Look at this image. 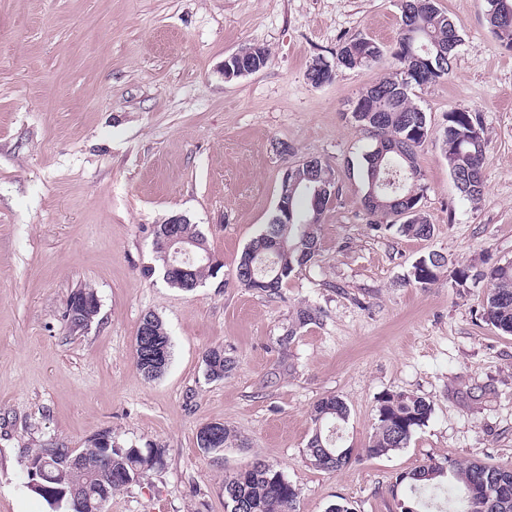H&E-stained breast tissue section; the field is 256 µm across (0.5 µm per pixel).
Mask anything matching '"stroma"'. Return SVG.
I'll use <instances>...</instances> for the list:
<instances>
[{
	"instance_id": "35a3bbf8",
	"label": "stroma",
	"mask_w": 512,
	"mask_h": 512,
	"mask_svg": "<svg viewBox=\"0 0 512 512\" xmlns=\"http://www.w3.org/2000/svg\"><path fill=\"white\" fill-rule=\"evenodd\" d=\"M437 3L462 44L448 79L411 94L433 130L417 161L434 232L418 239L361 205L371 140L351 110L393 59L321 85L308 77L314 58L355 37L393 50L398 0H0V512H52L28 488V453L81 448L104 430L165 451L106 512H224L225 477L258 458L299 487L297 512H400L396 476L429 461L512 468V335L482 317L486 282L453 280L512 261V51L484 0ZM252 45L267 65L225 80V58ZM453 109L477 113L487 143L476 205L437 138ZM310 156L338 187L314 264L276 295L241 286L237 263L272 220L286 167ZM174 214L222 264L191 292L144 274L153 228ZM432 253L447 264L423 288L412 266ZM79 288L94 289L100 311L74 334L63 313ZM303 308L316 321L283 341ZM149 311L173 344L152 381L134 360ZM212 347L236 360L221 381L205 376ZM388 391L433 412L406 448L368 459ZM330 394L350 409L342 444L354 451L335 472L305 455L311 409ZM210 422L238 438L223 455L196 444Z\"/></svg>"
}]
</instances>
